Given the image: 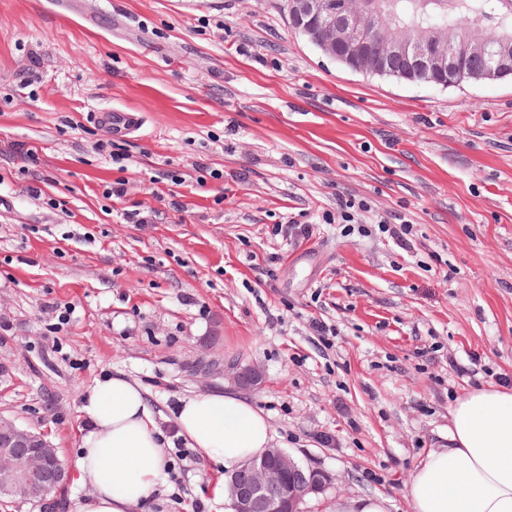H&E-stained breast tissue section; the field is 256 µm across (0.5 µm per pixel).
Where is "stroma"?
Masks as SVG:
<instances>
[{
    "instance_id": "35a3bbf8",
    "label": "stroma",
    "mask_w": 512,
    "mask_h": 512,
    "mask_svg": "<svg viewBox=\"0 0 512 512\" xmlns=\"http://www.w3.org/2000/svg\"><path fill=\"white\" fill-rule=\"evenodd\" d=\"M341 198L368 209L325 223ZM300 216L312 236L276 233ZM396 216L407 244L378 228ZM233 364L262 370L243 395L275 446L333 477L304 512H411L455 400L512 388V79L350 70L282 0H0V414L70 466L96 379L139 383L169 433ZM169 463L133 512H225L223 468ZM388 500L382 496L366 497L358 500L340 499L336 501L334 512H388Z\"/></svg>"
}]
</instances>
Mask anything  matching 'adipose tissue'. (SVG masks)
I'll list each match as a JSON object with an SVG mask.
<instances>
[{
  "mask_svg": "<svg viewBox=\"0 0 512 512\" xmlns=\"http://www.w3.org/2000/svg\"><path fill=\"white\" fill-rule=\"evenodd\" d=\"M89 422L76 459L91 493L75 512H133L164 483L169 439L137 383L96 381L80 407ZM448 445L430 450L406 485L411 512H512V389L479 388L450 411ZM176 433L188 447L238 470L273 439L268 418L235 393L182 400Z\"/></svg>",
  "mask_w": 512,
  "mask_h": 512,
  "instance_id": "adipose-tissue-1",
  "label": "adipose tissue"
}]
</instances>
